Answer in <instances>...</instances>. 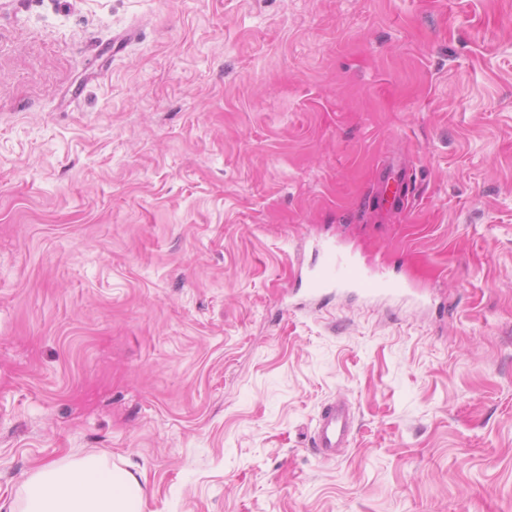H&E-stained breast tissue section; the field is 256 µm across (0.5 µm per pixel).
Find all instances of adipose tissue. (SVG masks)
<instances>
[{"instance_id": "1", "label": "adipose tissue", "mask_w": 512, "mask_h": 512, "mask_svg": "<svg viewBox=\"0 0 512 512\" xmlns=\"http://www.w3.org/2000/svg\"><path fill=\"white\" fill-rule=\"evenodd\" d=\"M7 512H142L143 488L126 470L108 468L104 458L41 465L33 469L23 497Z\"/></svg>"}]
</instances>
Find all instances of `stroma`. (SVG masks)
<instances>
[{"instance_id":"1","label":"stroma","mask_w":512,"mask_h":512,"mask_svg":"<svg viewBox=\"0 0 512 512\" xmlns=\"http://www.w3.org/2000/svg\"><path fill=\"white\" fill-rule=\"evenodd\" d=\"M325 243L409 293L308 303ZM93 454L143 512H512V0H0V503ZM352 414L346 401L326 404L312 435V447L323 459L331 460L347 448L351 441Z\"/></svg>"}]
</instances>
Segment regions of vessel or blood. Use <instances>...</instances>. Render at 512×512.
<instances>
[{"label":"vessel or blood","instance_id":"obj_1","mask_svg":"<svg viewBox=\"0 0 512 512\" xmlns=\"http://www.w3.org/2000/svg\"><path fill=\"white\" fill-rule=\"evenodd\" d=\"M330 290H351L367 295L396 297L406 291V286L398 280H381L371 277L352 259L328 251L325 260L308 282L307 292L319 298ZM352 414L344 401L326 404L317 420L312 435V446L323 459L331 460L340 455L351 441Z\"/></svg>","mask_w":512,"mask_h":512}]
</instances>
